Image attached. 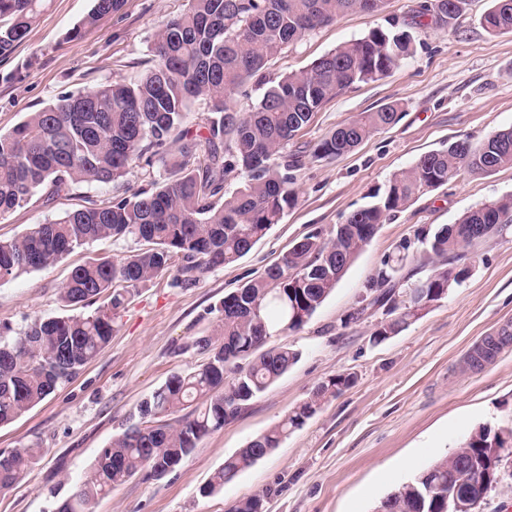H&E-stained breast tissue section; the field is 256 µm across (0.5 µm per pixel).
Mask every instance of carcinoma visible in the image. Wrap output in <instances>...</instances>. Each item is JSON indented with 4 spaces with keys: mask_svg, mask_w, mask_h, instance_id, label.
<instances>
[{
    "mask_svg": "<svg viewBox=\"0 0 512 512\" xmlns=\"http://www.w3.org/2000/svg\"><path fill=\"white\" fill-rule=\"evenodd\" d=\"M48 0H0V54L21 43ZM482 24L491 33L512 32V0H491ZM124 0H94L82 25L93 26L119 11ZM385 0H188L187 9L155 35L153 65L130 84L99 85L65 95L0 135V216L41 192L47 199L77 184H109L142 163L167 162L169 177L154 189H140L107 202L93 199L60 218L36 224L26 234L0 240V281L20 271L56 264L86 243L134 236L145 247L120 258L100 257L76 266L61 292L64 306L82 307L107 297V308L90 315L36 318L14 342L0 340V425L20 418L58 385L71 380L112 337L110 312L126 294L164 271L176 283L192 285L197 274L230 265L248 254L298 201L293 168L300 154L334 159L354 151L372 134L398 122L402 107L388 103L361 112L308 150L288 153L314 112L344 90L383 79L414 50L409 29L373 28L291 72L265 89L249 112L237 96L290 43L333 23L348 12L373 15ZM462 0L419 5L417 26H446ZM196 99L207 102L205 136L182 127ZM512 167V128L477 146L455 141L430 151L392 176L384 191L336 225L296 242L281 260L224 297V319L210 336L195 338L206 355L194 371L171 376L142 401L137 421L99 452L84 481L53 502L55 512H90L135 475L161 477L175 469L198 441L234 419L243 408L295 365L300 352L269 350L274 335L300 330L335 290L363 248L390 216L420 193L454 180L462 170L489 173ZM239 171L243 185L226 189ZM512 223V194L465 212L456 223L416 237L422 251L394 248L365 285L369 305L385 318L373 332L381 343L418 318V305L438 301L471 275L468 234ZM414 262L431 266L412 279ZM356 381L338 375L316 385L307 398L245 447L224 459L201 489L209 496L245 468L267 456L329 400ZM512 454V427L481 426L458 448L453 461L442 456L389 494L377 512H448V491L456 475L467 476L470 512H476L497 483L504 457ZM41 457L38 448L0 454V489L19 481ZM265 489L232 504L229 512H263Z\"/></svg>",
    "mask_w": 512,
    "mask_h": 512,
    "instance_id": "cac0c4a2",
    "label": "carcinoma"
}]
</instances>
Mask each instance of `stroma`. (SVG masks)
I'll use <instances>...</instances> for the list:
<instances>
[{
	"label": "stroma",
	"mask_w": 512,
	"mask_h": 512,
	"mask_svg": "<svg viewBox=\"0 0 512 512\" xmlns=\"http://www.w3.org/2000/svg\"><path fill=\"white\" fill-rule=\"evenodd\" d=\"M418 0H386L381 12L348 13L288 45L268 65L271 80L309 66L337 45L374 27L403 26ZM93 0H51L24 41L0 55V133L67 93L102 83H130L151 64L156 32L183 13L187 0H125L94 26L82 20ZM490 0H467L445 29L415 30V52L388 77L361 83L315 112L299 142L313 143L358 113L397 102L402 118L355 151L310 161L297 173L298 203L238 262L204 270L195 284L176 286L159 274L127 295L112 317L110 342L79 373L16 422L0 426V453L42 449L40 461L13 487L0 490V512H47L89 473L100 448L139 403L173 374L205 356L195 348L224 317V297L259 275L304 235L331 231L420 156L467 140L479 143L512 127V32H487L481 18ZM80 36H73V29ZM166 176L161 161L133 168L108 185L80 184L53 200L35 195L0 217V239L24 234L83 205ZM512 194V168L461 172L448 185L419 195L380 226L333 293L304 327L269 339L288 345L299 361L241 414L204 437L184 462L161 478L137 475L90 506L91 512H228L237 500L269 490L266 512H376L387 495L451 453L479 426H512V224L478 248L471 277L382 343L372 334L380 310L363 307L365 284L382 260L417 231L455 223L483 202ZM132 236L97 240L52 267L0 281V337L22 336L36 318L66 315L59 294L86 260L138 250ZM504 336L490 360L474 363L482 340ZM353 373L356 383L294 430L279 448L242 471L222 491L201 488L225 457L243 448L317 384Z\"/></svg>",
	"instance_id": "stroma-1"
}]
</instances>
